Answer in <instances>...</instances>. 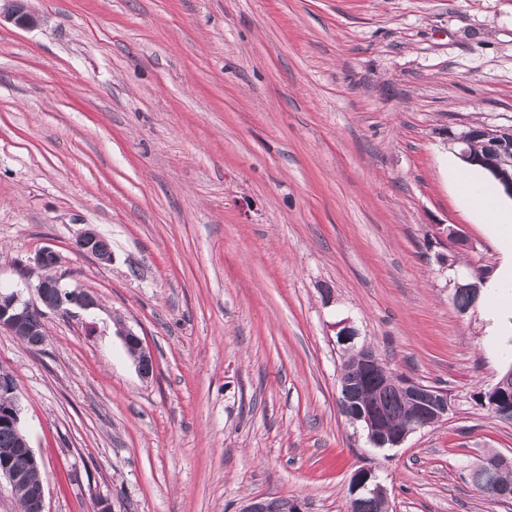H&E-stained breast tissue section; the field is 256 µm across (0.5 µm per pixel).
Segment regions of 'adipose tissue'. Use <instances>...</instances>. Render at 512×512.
I'll return each mask as SVG.
<instances>
[{
  "label": "adipose tissue",
  "instance_id": "1",
  "mask_svg": "<svg viewBox=\"0 0 512 512\" xmlns=\"http://www.w3.org/2000/svg\"><path fill=\"white\" fill-rule=\"evenodd\" d=\"M455 179L469 202L475 203L477 215L499 249V263L483 296L494 330L489 351L495 360L508 365L512 363V212L487 195L478 172L459 173Z\"/></svg>",
  "mask_w": 512,
  "mask_h": 512
}]
</instances>
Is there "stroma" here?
Here are the masks:
<instances>
[{
  "mask_svg": "<svg viewBox=\"0 0 512 512\" xmlns=\"http://www.w3.org/2000/svg\"><path fill=\"white\" fill-rule=\"evenodd\" d=\"M30 6L39 26L0 23V286L34 299L49 248L93 300L46 311L40 348L0 332L48 512H347L362 467L390 512H512L469 478L512 459V422L476 399L504 366L450 285L497 248L448 177L450 132L512 125V0ZM89 227L110 263L77 250ZM344 320L448 420L370 445L339 403ZM117 335L121 338L126 348H135L136 353L134 354L133 360L140 376L145 379L151 378L153 375L151 370L153 356L150 350L144 346L140 336L132 328L125 325L118 327ZM148 365L150 368H148Z\"/></svg>",
  "mask_w": 512,
  "mask_h": 512,
  "instance_id": "35a3bbf8",
  "label": "stroma"
}]
</instances>
